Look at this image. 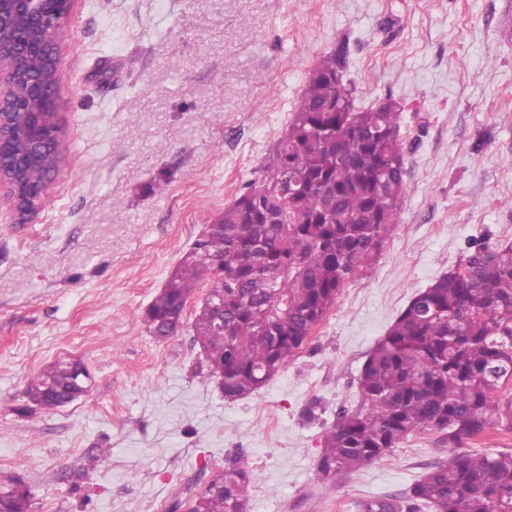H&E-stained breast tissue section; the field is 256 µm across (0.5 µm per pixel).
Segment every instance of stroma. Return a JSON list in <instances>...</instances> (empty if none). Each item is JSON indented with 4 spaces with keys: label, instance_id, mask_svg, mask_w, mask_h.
Here are the masks:
<instances>
[{
    "label": "stroma",
    "instance_id": "35a3bbf8",
    "mask_svg": "<svg viewBox=\"0 0 512 512\" xmlns=\"http://www.w3.org/2000/svg\"><path fill=\"white\" fill-rule=\"evenodd\" d=\"M343 41L358 105L403 108L400 222L288 367L228 400L190 328L206 286L174 336L141 314ZM58 45L64 166L36 216L0 195V478L25 480L33 512H189L234 461L255 475L247 512H360L446 459L433 432L355 471L317 468L409 300L469 241L512 242V0H74ZM60 359L81 360L89 392L29 406Z\"/></svg>",
    "mask_w": 512,
    "mask_h": 512
}]
</instances>
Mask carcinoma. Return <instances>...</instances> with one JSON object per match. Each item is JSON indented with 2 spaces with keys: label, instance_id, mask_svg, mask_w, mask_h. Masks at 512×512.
Segmentation results:
<instances>
[{
  "label": "carcinoma",
  "instance_id": "cac0c4a2",
  "mask_svg": "<svg viewBox=\"0 0 512 512\" xmlns=\"http://www.w3.org/2000/svg\"><path fill=\"white\" fill-rule=\"evenodd\" d=\"M349 46L322 56L294 103L288 126L259 175L224 207L210 238L199 237L143 312L154 336L183 325L185 305L206 283L194 311V342L224 398L265 386L306 345L345 282L370 267L399 223L408 185L400 146L401 105H356ZM43 129L59 127L46 101ZM24 136L0 147L19 189L17 210L35 214L38 189L62 154H29ZM224 256V275L214 263ZM224 303V335L216 306ZM74 360H59L30 382L27 397L56 409L80 391ZM512 243H474L459 268L418 292L373 347L358 376L362 406L326 433L319 470L328 475L385 457L416 433L439 434L448 458L402 495L366 500L361 512H512V452H458L491 423L512 430ZM254 474L224 468L190 512H246ZM32 502L0 482V512Z\"/></svg>",
  "mask_w": 512,
  "mask_h": 512
}]
</instances>
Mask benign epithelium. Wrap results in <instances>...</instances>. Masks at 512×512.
Returning a JSON list of instances; mask_svg holds the SVG:
<instances>
[{"mask_svg": "<svg viewBox=\"0 0 512 512\" xmlns=\"http://www.w3.org/2000/svg\"><path fill=\"white\" fill-rule=\"evenodd\" d=\"M73 0H0V143L12 133L6 114L25 111V101L56 103V83L43 74L26 77V98L18 95L16 70L24 56H42L57 67L58 33Z\"/></svg>", "mask_w": 512, "mask_h": 512, "instance_id": "obj_1", "label": "benign epithelium"}]
</instances>
